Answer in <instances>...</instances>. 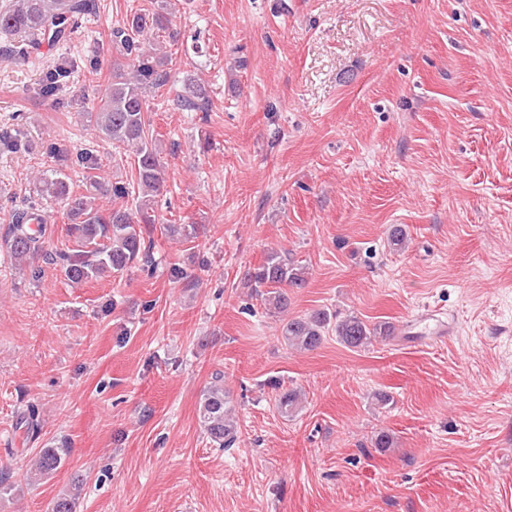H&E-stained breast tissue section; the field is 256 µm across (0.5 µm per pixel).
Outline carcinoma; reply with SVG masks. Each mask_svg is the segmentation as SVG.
Listing matches in <instances>:
<instances>
[{
  "label": "carcinoma",
  "instance_id": "obj_1",
  "mask_svg": "<svg viewBox=\"0 0 512 512\" xmlns=\"http://www.w3.org/2000/svg\"><path fill=\"white\" fill-rule=\"evenodd\" d=\"M95 10V0H8L0 5V33L18 35L21 40L4 47L9 57L25 58L38 49L41 40L68 41L78 29L76 21ZM151 29L163 34L173 45L177 34L169 31V19L164 4L152 0V8H142L112 30V42L120 49L127 65L113 67L112 83L94 112L95 130L114 145L132 149L137 158L136 178L130 183L101 182L94 171L100 168L96 155L85 151L77 155V162L86 172L92 192L74 195L67 181L58 176L44 177L40 181V200L56 201L63 205L71 221L70 233L76 247L54 253L44 251L42 237L32 235L29 225L44 220L41 204L33 202L11 214L13 224L10 256L15 264L22 265L42 255L63 268L66 277L73 282L91 278L110 277L120 274L139 257H149L153 240H145L152 234L150 225L155 223L153 208L155 199L164 188L161 152L149 137L150 122L147 120L148 105L145 93L158 90L168 83L167 66L171 55L145 50L142 36ZM67 73L57 67L48 73L40 95L54 105V92L60 77ZM174 105L187 112L209 111L205 88L189 80L183 91L177 94ZM137 195L136 211L124 206L112 205L103 209L96 204L97 196H110L112 200ZM254 288L262 289L261 298L268 310L276 313L288 308L286 288H301L305 283L303 267L291 263L276 253L249 273ZM332 329L336 340L348 349L366 348L374 341L387 339L394 328L388 322L367 324L354 315L340 317L325 310L308 316H298L282 326V338L291 347L314 350L323 341L326 331ZM300 395L285 389L278 394L276 406L285 417L300 410ZM199 422L203 431L218 447L230 448L236 440V427L231 417L230 396L224 390L222 378L203 391L199 405ZM27 438L34 440L40 432L35 407H30L20 419ZM69 450L59 447L40 449L23 474L26 484L34 485L49 478L62 468ZM81 495L80 479L73 488L52 500L47 512H77Z\"/></svg>",
  "mask_w": 512,
  "mask_h": 512
}]
</instances>
